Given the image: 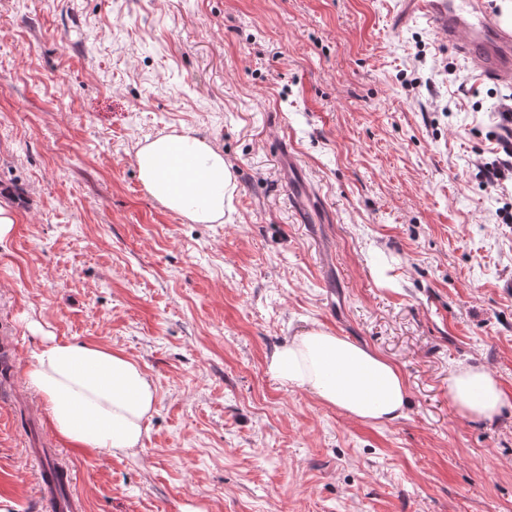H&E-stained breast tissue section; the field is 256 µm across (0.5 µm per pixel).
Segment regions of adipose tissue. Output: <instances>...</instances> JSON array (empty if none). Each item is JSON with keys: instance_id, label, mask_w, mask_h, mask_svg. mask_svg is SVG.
I'll return each mask as SVG.
<instances>
[{"instance_id": "ef3b65f1", "label": "adipose tissue", "mask_w": 512, "mask_h": 512, "mask_svg": "<svg viewBox=\"0 0 512 512\" xmlns=\"http://www.w3.org/2000/svg\"><path fill=\"white\" fill-rule=\"evenodd\" d=\"M136 163L146 191L168 210L197 224L223 219L234 177L208 140L189 133L160 136L139 147ZM268 371L280 383L312 391L360 420L391 422L403 417L409 404L404 377L393 363L321 328L279 346ZM25 380L64 444L114 456L142 447L157 390L124 353L51 337L34 354ZM448 399L465 417L482 421L497 417L507 402L497 378L480 365H464L449 375Z\"/></svg>"}]
</instances>
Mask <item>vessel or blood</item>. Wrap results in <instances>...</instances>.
Returning <instances> with one entry per match:
<instances>
[{
    "label": "vessel or blood",
    "instance_id": "b4317fda",
    "mask_svg": "<svg viewBox=\"0 0 512 512\" xmlns=\"http://www.w3.org/2000/svg\"><path fill=\"white\" fill-rule=\"evenodd\" d=\"M443 46L474 62L481 77L512 82V23L487 0H404Z\"/></svg>",
    "mask_w": 512,
    "mask_h": 512
}]
</instances>
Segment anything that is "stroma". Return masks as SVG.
<instances>
[{"mask_svg":"<svg viewBox=\"0 0 512 512\" xmlns=\"http://www.w3.org/2000/svg\"><path fill=\"white\" fill-rule=\"evenodd\" d=\"M399 0H0V512H512V189L484 185L498 106ZM235 178L195 224L140 181L160 135ZM315 193L305 220L282 172ZM321 327L388 359L404 417H349L267 371ZM101 343L157 388L143 446L58 440L25 371L46 337ZM508 396L474 422L448 377ZM448 399L465 417L482 421L497 417L507 402L497 378L480 365H464L449 375Z\"/></svg>","mask_w":512,"mask_h":512,"instance_id":"35a3bbf8","label":"stroma"}]
</instances>
